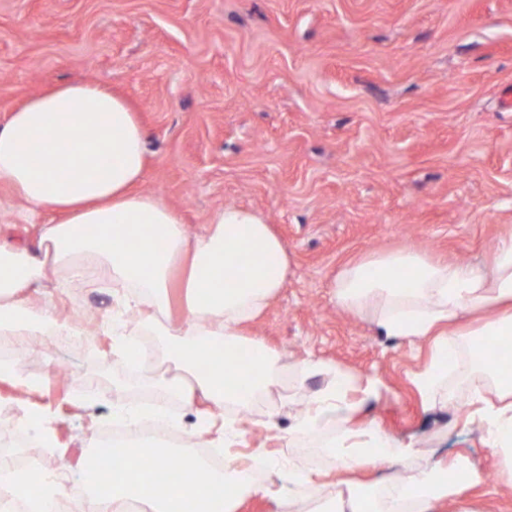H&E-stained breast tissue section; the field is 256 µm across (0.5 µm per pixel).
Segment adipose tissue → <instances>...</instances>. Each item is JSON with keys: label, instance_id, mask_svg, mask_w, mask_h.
<instances>
[{"label": "adipose tissue", "instance_id": "ef3b65f1", "mask_svg": "<svg viewBox=\"0 0 512 512\" xmlns=\"http://www.w3.org/2000/svg\"><path fill=\"white\" fill-rule=\"evenodd\" d=\"M145 167V131L136 113L97 84L60 85L12 110L0 124V184L29 214L49 210L57 220L41 225L37 251L0 240V331L56 326L57 292L95 282L105 268L122 305L149 306L148 327L165 338L164 359L172 368L158 377L160 398L190 408L252 405L277 385L281 355L261 339L245 338L242 327L283 288L288 253L264 217L243 206L217 209L203 232L189 235L177 209L140 191ZM334 294L348 312L374 308L384 335L411 343L434 337L430 361L414 379L429 404L442 390L441 360L470 348L459 318L476 315V335L490 344L512 335V236L497 243L487 274L407 248L345 265ZM33 297L40 300L35 313ZM468 373L476 403L471 417L512 476V378H501L492 358H472ZM377 393L375 382L362 386L337 372L335 386L313 397L294 430L312 434L336 422L339 471L394 464L411 456L413 446L376 424L354 422ZM114 451L142 456L149 467L120 475L102 471L99 483L109 495L92 494L76 512H125L132 500L150 512H231L242 493L267 491L242 481L231 467L214 470L195 454L180 455L178 476L167 481L168 450L124 444ZM477 480L461 454L418 470L408 497L367 485L348 489V506L350 512H432L435 503L460 496Z\"/></svg>", "mask_w": 512, "mask_h": 512}]
</instances>
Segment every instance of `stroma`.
<instances>
[{
	"label": "stroma",
	"mask_w": 512,
	"mask_h": 512,
	"mask_svg": "<svg viewBox=\"0 0 512 512\" xmlns=\"http://www.w3.org/2000/svg\"><path fill=\"white\" fill-rule=\"evenodd\" d=\"M107 85L147 131L141 188L177 208L190 232L226 205L258 211L290 257L288 280L248 334L281 353L273 392L237 410V458L264 447L289 469L263 473L269 494L241 498L235 512H287L311 496L333 499L358 485L411 475L425 463L466 455L480 481L464 500L434 512H512L503 474L469 420L465 357L443 367L446 392L424 405L415 375L431 338L384 335L373 311L340 309L332 283L348 263L408 246L459 264L489 266L512 234V0H0V121L28 97L65 82ZM0 186V237L36 249L38 225ZM128 316L108 288L71 285L58 325L81 331L69 346L42 339L15 375L0 377V439L10 455L39 454L61 474L58 499L72 512L90 487L87 457L144 393L121 358L112 326ZM319 360L305 375L299 363ZM381 386L356 421L375 422L415 452L386 467L343 476L333 462L296 451L292 429L336 371ZM49 411L53 447L14 428L33 405ZM173 443L212 447V426L182 404L165 405ZM312 476L299 487L289 472Z\"/></svg>",
	"instance_id": "obj_1"
}]
</instances>
